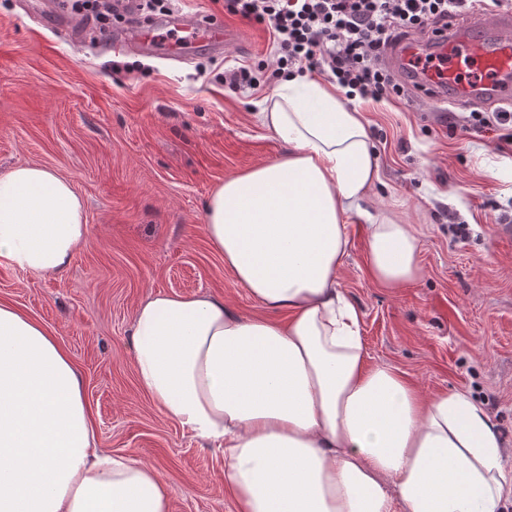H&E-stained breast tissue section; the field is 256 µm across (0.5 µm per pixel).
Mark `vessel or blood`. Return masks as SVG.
I'll use <instances>...</instances> for the list:
<instances>
[{
	"label": "vessel or blood",
	"mask_w": 512,
	"mask_h": 512,
	"mask_svg": "<svg viewBox=\"0 0 512 512\" xmlns=\"http://www.w3.org/2000/svg\"><path fill=\"white\" fill-rule=\"evenodd\" d=\"M174 26L208 40L214 48L244 44L241 32L196 14H182ZM161 35L143 22L112 37L117 51H137L160 42ZM388 64L417 95L442 105L512 106V8L492 21L480 13L449 16L446 27L424 37H410L390 48Z\"/></svg>",
	"instance_id": "1"
}]
</instances>
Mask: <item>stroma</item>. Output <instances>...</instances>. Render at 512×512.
I'll return each mask as SVG.
<instances>
[{"mask_svg": "<svg viewBox=\"0 0 512 512\" xmlns=\"http://www.w3.org/2000/svg\"><path fill=\"white\" fill-rule=\"evenodd\" d=\"M170 7L208 14L249 42L221 54L195 42L181 59L115 52L90 30L60 31L39 0H0V174L26 162L54 170L84 199L90 227L62 272L0 261V302L55 337L81 375L98 447L152 465L169 512H236L223 453L140 388L132 323L156 294L203 292L242 315L261 313L209 242L205 205L218 184L288 146L255 117L278 80L255 90L224 82L227 69L265 67V30L225 14L222 0ZM352 105L379 164L366 207L414 226L422 266L409 287L378 286L368 226L348 222L339 286L360 312L367 360L424 393L469 394L512 448V146L412 95Z\"/></svg>", "mask_w": 512, "mask_h": 512, "instance_id": "35a3bbf8", "label": "stroma"}]
</instances>
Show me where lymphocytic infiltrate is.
Segmentation results:
<instances>
[{
  "instance_id": "obj_1",
  "label": "lymphocytic infiltrate",
  "mask_w": 512,
  "mask_h": 512,
  "mask_svg": "<svg viewBox=\"0 0 512 512\" xmlns=\"http://www.w3.org/2000/svg\"><path fill=\"white\" fill-rule=\"evenodd\" d=\"M512 0H225V10L264 25L275 72L317 73L348 97L380 101L408 86L383 63L389 47L443 25L450 13L490 14Z\"/></svg>"
}]
</instances>
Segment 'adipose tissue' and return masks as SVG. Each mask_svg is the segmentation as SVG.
Here are the masks:
<instances>
[{"mask_svg": "<svg viewBox=\"0 0 512 512\" xmlns=\"http://www.w3.org/2000/svg\"><path fill=\"white\" fill-rule=\"evenodd\" d=\"M257 118L290 151L215 187L205 232L265 312L246 317L207 293L148 299L133 329L140 387L222 449L237 512H498L512 481L490 415L465 392L427 395L368 366L359 312L338 286L352 218L369 224L379 286L421 274L414 228L364 207L379 165L361 112L294 75ZM88 234L68 180L32 163L0 175V260L53 274ZM0 512H169L154 468L97 447L72 360L7 303Z\"/></svg>", "mask_w": 512, "mask_h": 512, "instance_id": "obj_1", "label": "adipose tissue"}]
</instances>
